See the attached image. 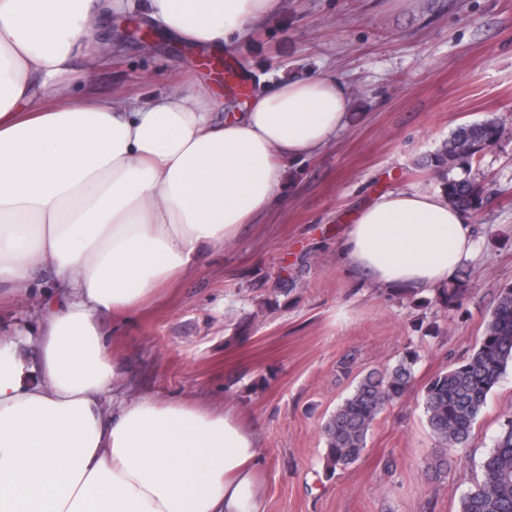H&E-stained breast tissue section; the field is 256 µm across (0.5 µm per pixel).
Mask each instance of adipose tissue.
<instances>
[{"mask_svg": "<svg viewBox=\"0 0 512 512\" xmlns=\"http://www.w3.org/2000/svg\"><path fill=\"white\" fill-rule=\"evenodd\" d=\"M279 0H0V289L53 293L38 330L0 328V512H261L256 435L233 410L129 396L97 316L122 319L236 239L289 164L342 132L352 96L318 75L220 114L184 86L142 103L72 96L118 51L112 13L219 51ZM444 193L374 197L338 244L351 273L427 292L478 249Z\"/></svg>", "mask_w": 512, "mask_h": 512, "instance_id": "adipose-tissue-1", "label": "adipose tissue"}]
</instances>
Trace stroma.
Masks as SVG:
<instances>
[{
  "mask_svg": "<svg viewBox=\"0 0 512 512\" xmlns=\"http://www.w3.org/2000/svg\"><path fill=\"white\" fill-rule=\"evenodd\" d=\"M121 52L76 91L140 100L203 83L224 104L283 79L328 72L353 95L351 120L312 160L289 167L271 206L117 330L99 314L124 361L131 394L181 397L236 411L258 438L264 512H459L482 456L512 419V370L491 392L468 448L429 478L437 449L422 405L425 384L467 355L500 287L512 284V0H282L225 61L247 83L228 87L188 43L129 37L109 18ZM488 118L502 138L467 169L484 189L470 214L481 242L457 275L465 295L375 285L347 272L337 244L375 195L441 176L426 159L459 126ZM419 360L405 398L375 421L356 463L328 472L321 432L356 381Z\"/></svg>",
  "mask_w": 512,
  "mask_h": 512,
  "instance_id": "1",
  "label": "stroma"
}]
</instances>
